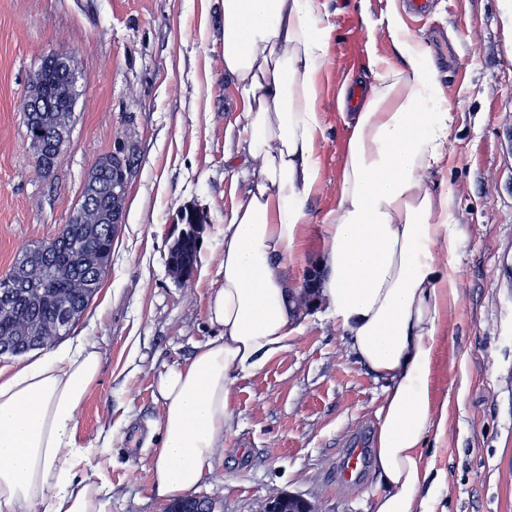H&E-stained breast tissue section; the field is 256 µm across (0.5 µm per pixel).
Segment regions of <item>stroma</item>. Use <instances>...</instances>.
<instances>
[{
	"instance_id": "35a3bbf8",
	"label": "stroma",
	"mask_w": 512,
	"mask_h": 512,
	"mask_svg": "<svg viewBox=\"0 0 512 512\" xmlns=\"http://www.w3.org/2000/svg\"><path fill=\"white\" fill-rule=\"evenodd\" d=\"M331 27L317 102L321 189L297 282L315 270L320 221L334 206L350 137L342 89L377 80L372 57L397 63L386 17L431 49L453 116L445 184L459 233L458 300L432 368L441 436L422 455L440 481L435 512H512V0H320ZM219 0H0V273L25 248L56 236L81 201L96 160L129 161L125 215L99 293L69 334L103 354L100 377L77 414L83 442L111 434L107 512H164L153 482L161 398L157 381L217 336L208 321L224 215L245 191L225 164L240 114L224 76ZM73 62L77 102L70 143L42 173L19 111L46 57ZM189 210L202 215L189 281L169 250ZM287 350L235 372L233 421L214 472L194 497L214 512H261L292 492L318 512H373L383 487L365 464L349 487L336 480L353 439L372 448L386 385L352 355L332 320L303 311Z\"/></svg>"
}]
</instances>
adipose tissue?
Wrapping results in <instances>:
<instances>
[{
  "label": "adipose tissue",
  "mask_w": 512,
  "mask_h": 512,
  "mask_svg": "<svg viewBox=\"0 0 512 512\" xmlns=\"http://www.w3.org/2000/svg\"><path fill=\"white\" fill-rule=\"evenodd\" d=\"M224 76L243 134L230 172L253 168L224 217V285L208 302L219 334L161 374L154 485L174 498L212 473L232 423L231 376L285 350L302 288L288 264L322 184L318 77L329 24L318 0H221ZM387 26L398 55L353 113L336 205L324 216L314 308L354 357L388 385L378 411L374 512H432L420 449L435 426L432 365L457 301L456 230L447 189L446 88L424 41L398 10ZM88 339L0 372V512H105L111 438L78 440L76 413L99 379Z\"/></svg>",
  "instance_id": "obj_1"
}]
</instances>
